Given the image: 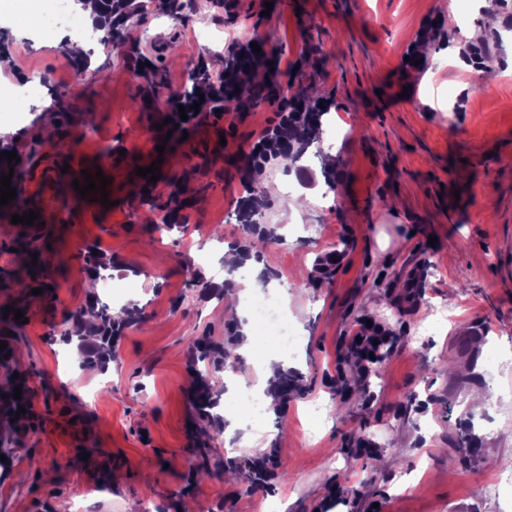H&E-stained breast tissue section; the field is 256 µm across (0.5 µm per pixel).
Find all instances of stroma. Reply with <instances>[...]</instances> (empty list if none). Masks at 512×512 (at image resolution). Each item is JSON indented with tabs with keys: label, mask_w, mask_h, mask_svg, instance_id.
<instances>
[{
	"label": "stroma",
	"mask_w": 512,
	"mask_h": 512,
	"mask_svg": "<svg viewBox=\"0 0 512 512\" xmlns=\"http://www.w3.org/2000/svg\"><path fill=\"white\" fill-rule=\"evenodd\" d=\"M26 3L0 0V85L44 87L21 109L0 100V152L17 154L16 193L45 225L33 238L0 220V310L31 311L0 323V396L24 377L32 404L18 420L0 412V512H176L187 497L196 512H264L268 498L318 512L338 486L335 512H512V0H239L229 14L193 0L185 17L150 0L122 43L86 45L93 79L64 58L61 28L19 25ZM235 37L264 42L268 94L157 153L169 96ZM482 69L495 81L469 86ZM298 85L331 106L335 165L263 170L260 223L283 237L268 253L301 335L288 359L301 392L255 426L272 479L252 489L253 456L227 451L223 429L208 458L192 449L188 345L241 333L225 311L245 285L224 247L242 240L243 154ZM153 161L145 193L135 170ZM98 170L105 206L72 185ZM173 199L188 224L157 231ZM91 244L140 309L107 365L58 341L99 293ZM332 252L343 260L322 272ZM362 319L400 338L366 387L339 361ZM363 429L376 457L353 446Z\"/></svg>",
	"instance_id": "1"
}]
</instances>
